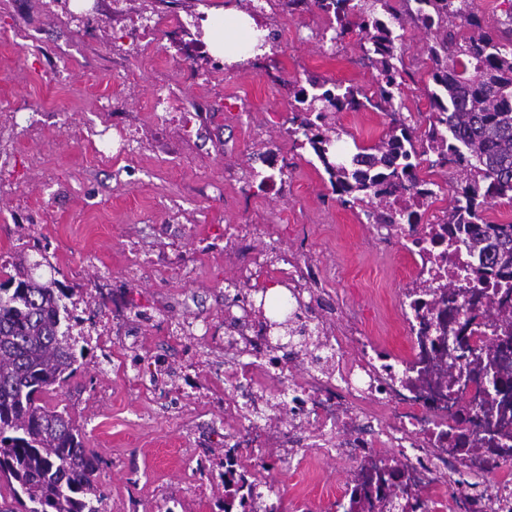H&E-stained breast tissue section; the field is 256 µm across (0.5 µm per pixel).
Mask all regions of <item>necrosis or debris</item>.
I'll list each match as a JSON object with an SVG mask.
<instances>
[{"label":"necrosis or debris","mask_w":512,"mask_h":512,"mask_svg":"<svg viewBox=\"0 0 512 512\" xmlns=\"http://www.w3.org/2000/svg\"><path fill=\"white\" fill-rule=\"evenodd\" d=\"M435 196L426 223L376 225L401 242L412 280L399 296L403 350L382 352L354 320L321 336L302 371L288 368L271 319L261 318L264 265L252 236L237 235L239 271L224 282V325L185 322L168 345L200 340L222 353L216 385L200 410L224 408L232 424L224 447L236 467L255 471L265 448L287 460L307 449L341 466L346 488L324 512H512V279H480V256L453 225L440 223ZM317 267L297 254L279 268L288 318L312 332ZM283 383L287 403L274 435L257 422L268 385ZM499 481L487 482L489 472ZM446 485L448 500L433 490Z\"/></svg>","instance_id":"1"}]
</instances>
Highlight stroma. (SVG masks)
Returning <instances> with one entry per match:
<instances>
[{
    "label": "stroma",
    "instance_id": "obj_1",
    "mask_svg": "<svg viewBox=\"0 0 512 512\" xmlns=\"http://www.w3.org/2000/svg\"><path fill=\"white\" fill-rule=\"evenodd\" d=\"M158 25L157 54L136 53L126 30L132 22ZM155 0H102L83 27L63 21L45 0H0V33L22 29L35 45L0 43V98L14 101L17 122L0 135V254L45 247L37 277L80 286L74 295L81 322L73 327L84 349L81 367L50 391V405L67 407L82 428L86 447L102 461L100 484L112 512H220L224 488L199 493L192 474L196 456L219 463L224 415L200 413L197 398L214 377L203 368L201 346L184 342L168 355L182 365L187 398L145 399L131 376L108 361L109 344L97 339L89 316L108 315L112 295L105 280L124 282L131 302L170 298L164 318L133 321L122 345L144 354L159 346L171 323L224 316V280L236 275L239 255L225 240L255 229L256 249L278 239L282 249L314 260L324 292L315 309L328 327L337 313L358 316L366 335L386 350L397 345V289L409 277L400 244L377 240L360 210L344 207L310 149L286 130L293 111L291 84L317 78L373 92L377 71L364 59L356 35L332 42L330 18L314 10L288 12L275 5L259 23L273 38L270 50L242 65L215 70L219 55L183 64L175 80L188 111L220 106L208 124L177 118L159 126L150 101L166 76L160 52L182 44L164 26ZM423 31L402 32L409 74L401 92V117L423 127L432 88L422 58ZM134 128L133 177H116L122 160L101 164L78 136L105 120ZM392 123L391 115L364 107L336 115L346 147L368 146ZM48 212L44 224L29 213ZM161 257L163 271L137 277L133 251ZM192 278H185V271ZM268 449L267 482L284 489L279 512H319L343 487L344 472L310 450L297 466Z\"/></svg>",
    "mask_w": 512,
    "mask_h": 512
}]
</instances>
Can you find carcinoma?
Instances as JSON below:
<instances>
[{"label": "carcinoma", "mask_w": 512, "mask_h": 512, "mask_svg": "<svg viewBox=\"0 0 512 512\" xmlns=\"http://www.w3.org/2000/svg\"><path fill=\"white\" fill-rule=\"evenodd\" d=\"M506 2L490 28L472 0H403L401 9L393 0H288L290 12L314 8L335 19L334 41L357 33L378 75L370 97L353 85L309 80L317 92L294 93L286 133H302L300 147L317 157L341 204L360 208L370 224H406L411 232L418 212L396 209L392 197L421 184V157L454 164L457 188L444 223L466 226L485 255V277L512 270V223L490 224L483 216L492 202L512 201V0ZM408 24L430 34L429 125L418 133L395 119L377 143L341 161L332 150L340 134L331 117L373 100L396 112L406 73L396 30ZM9 265L0 281V479L24 512H109L98 484L102 460L85 448L67 409L43 401L77 371L71 329L80 319L65 303L74 290L36 280L24 251ZM220 478L222 512L245 507V475L228 465Z\"/></svg>", "instance_id": "carcinoma-1"}]
</instances>
